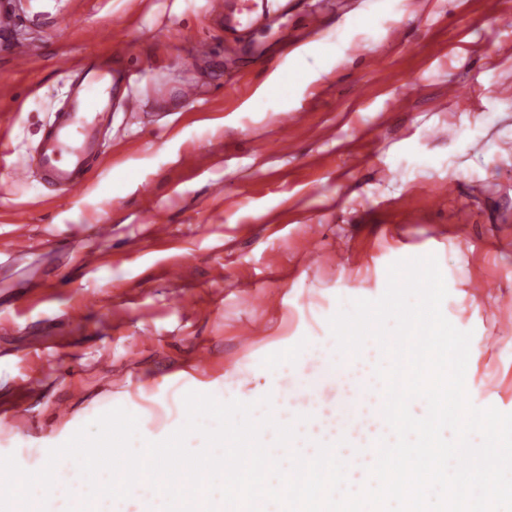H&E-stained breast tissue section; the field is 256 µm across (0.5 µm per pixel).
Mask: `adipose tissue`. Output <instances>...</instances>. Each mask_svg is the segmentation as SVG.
<instances>
[{
	"label": "adipose tissue",
	"instance_id": "ef3b65f1",
	"mask_svg": "<svg viewBox=\"0 0 512 512\" xmlns=\"http://www.w3.org/2000/svg\"><path fill=\"white\" fill-rule=\"evenodd\" d=\"M458 360L448 381L456 432L467 437L457 454L468 466L494 471L490 483L462 485L461 495L494 497L500 485L512 483V448L503 447L492 424L498 396L485 393V349L480 340L456 336Z\"/></svg>",
	"mask_w": 512,
	"mask_h": 512
}]
</instances>
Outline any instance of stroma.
<instances>
[{
    "instance_id": "1",
    "label": "stroma",
    "mask_w": 512,
    "mask_h": 512,
    "mask_svg": "<svg viewBox=\"0 0 512 512\" xmlns=\"http://www.w3.org/2000/svg\"><path fill=\"white\" fill-rule=\"evenodd\" d=\"M19 2L16 35L35 55L23 71L0 56V322L14 326L0 334V448L60 446L115 407L159 433L184 412L186 373L204 394L248 377L258 401L262 361L286 336L321 351L323 384L371 381L379 353L331 356L312 315L336 295L384 293L391 263L429 254L459 332L493 346L486 388L512 441V0H292L251 33L260 58L225 51L207 0ZM313 11L324 26L311 34ZM106 58L130 79L85 186L63 195L35 161L69 89L58 63ZM275 72L287 90L256 100ZM16 167L28 181H12ZM445 183L455 193L440 195ZM152 221L167 238L149 236ZM315 242L325 261L304 262ZM251 322L264 331L242 343ZM149 382L173 392L168 406L140 398Z\"/></svg>"
}]
</instances>
